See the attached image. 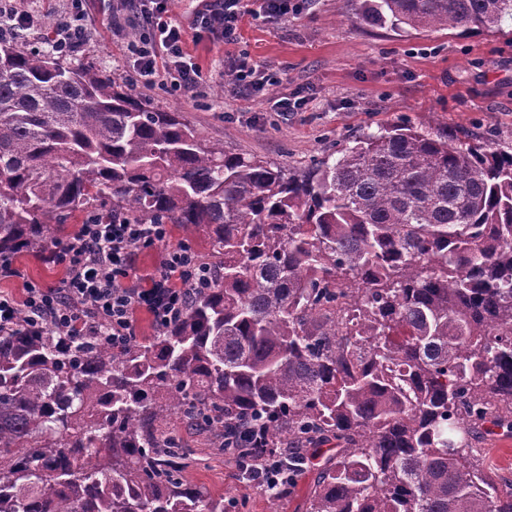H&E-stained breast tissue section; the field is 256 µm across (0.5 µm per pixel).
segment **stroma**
Here are the masks:
<instances>
[{"mask_svg":"<svg viewBox=\"0 0 512 512\" xmlns=\"http://www.w3.org/2000/svg\"><path fill=\"white\" fill-rule=\"evenodd\" d=\"M362 5L311 0L298 15L278 16L267 12L264 0H251L237 43L224 45L197 39L191 21L199 0H171L169 16L183 27L202 81L188 97L161 86L137 92L154 106L182 113L203 139L225 151L287 169L401 119L444 122L461 141L488 140L512 152L511 20L480 33L396 32L364 22ZM25 6L42 20L28 30L26 43L51 50V21L67 10L68 0H26ZM86 20L90 40L72 61L126 78L132 72L126 43L139 33L138 24L122 14L109 18L101 0H88ZM243 53L272 80L252 95L235 93L225 75L228 57ZM298 89L308 98L304 108L276 111V100ZM14 265L18 276L1 280L0 290L17 296L25 280L53 286L64 276L60 267L27 253L16 254ZM180 438L190 454L186 479L223 496L226 512H308L324 457L313 459L293 487L276 495L243 477L202 434L184 429Z\"/></svg>","mask_w":512,"mask_h":512,"instance_id":"stroma-1","label":"stroma"}]
</instances>
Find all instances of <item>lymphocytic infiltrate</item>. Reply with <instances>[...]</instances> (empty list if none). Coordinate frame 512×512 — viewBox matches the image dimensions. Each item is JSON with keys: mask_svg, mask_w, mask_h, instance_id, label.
I'll use <instances>...</instances> for the list:
<instances>
[{"mask_svg": "<svg viewBox=\"0 0 512 512\" xmlns=\"http://www.w3.org/2000/svg\"><path fill=\"white\" fill-rule=\"evenodd\" d=\"M70 9L53 22V47L73 52L88 39L85 0H70ZM141 32L127 43V56L142 86H164L190 95L201 80V67L188 51L183 29L169 17V0H122ZM250 12L248 0H205L194 20L198 34L231 44ZM153 250L158 264L140 273L136 259ZM48 259L66 272L58 286L24 284L23 296L0 291V332L26 325L66 335L110 338L122 345L134 336V317L148 313L156 328L183 314L189 297L201 288L206 272L189 243L169 242L164 224H84L77 236L53 246Z\"/></svg>", "mask_w": 512, "mask_h": 512, "instance_id": "obj_1", "label": "lymphocytic infiltrate"}]
</instances>
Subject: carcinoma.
I'll list each match as a JSON object with an SVG mask.
<instances>
[{
    "label": "carcinoma",
    "mask_w": 512,
    "mask_h": 512,
    "mask_svg": "<svg viewBox=\"0 0 512 512\" xmlns=\"http://www.w3.org/2000/svg\"><path fill=\"white\" fill-rule=\"evenodd\" d=\"M512 0H365L371 24L489 31ZM0 35V254L80 215L204 233L211 285L119 347L0 333V512H225L173 419L297 478L309 512H512L473 433L512 430V153L398 121L284 170L59 52ZM97 463H92V459Z\"/></svg>",
    "instance_id": "obj_1"
}]
</instances>
